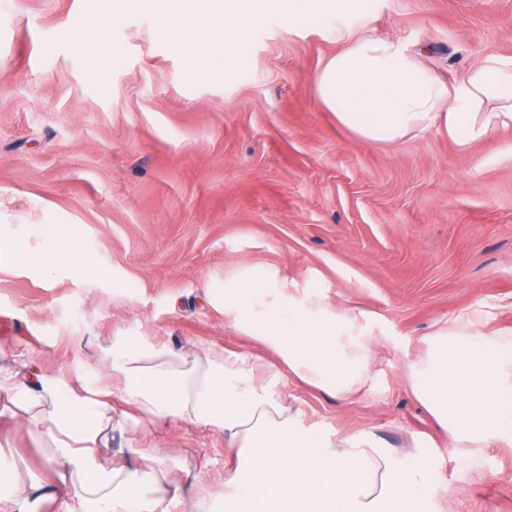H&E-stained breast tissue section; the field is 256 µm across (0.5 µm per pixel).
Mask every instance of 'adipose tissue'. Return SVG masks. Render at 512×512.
Instances as JSON below:
<instances>
[{
	"label": "adipose tissue",
	"mask_w": 512,
	"mask_h": 512,
	"mask_svg": "<svg viewBox=\"0 0 512 512\" xmlns=\"http://www.w3.org/2000/svg\"><path fill=\"white\" fill-rule=\"evenodd\" d=\"M372 0H158L163 34L190 46L194 65L220 76L225 61L251 64L245 35L267 11L291 25L336 29V14H367ZM319 103L359 137L395 143L409 134L446 130L460 144L512 124V56H487L461 78L448 81L399 43L361 32L319 70ZM40 234L48 250L37 260L51 274L61 257L80 272L103 270L76 253L73 237L54 225ZM208 302L277 360L216 346L177 352L134 336L106 349L112 384L133 413L105 399L19 373L0 371V401L37 415L42 441L51 447L54 480L79 481L59 496L39 478L22 483L0 472V512H171L183 489L199 476L178 466L168 477L164 460L131 450L113 457L114 427L138 432L147 425L199 424L224 435L235 465L224 495L202 493L191 512H439L432 477L442 458L426 448L400 455L372 433L335 442L305 426L284 401L286 377L341 398L372 381L374 339L368 316L353 306H332L320 296L286 291L277 266L238 264L223 286H209ZM415 396L447 432L452 448L512 440V340L488 336L474 322L438 333L410 371Z\"/></svg>",
	"instance_id": "1"
}]
</instances>
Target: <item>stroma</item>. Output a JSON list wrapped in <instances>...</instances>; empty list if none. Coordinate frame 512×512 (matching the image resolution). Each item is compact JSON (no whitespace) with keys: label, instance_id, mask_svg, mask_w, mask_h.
I'll return each instance as SVG.
<instances>
[{"label":"stroma","instance_id":"stroma-1","mask_svg":"<svg viewBox=\"0 0 512 512\" xmlns=\"http://www.w3.org/2000/svg\"><path fill=\"white\" fill-rule=\"evenodd\" d=\"M107 15L105 0H0V234L63 225L107 272L65 262L42 276L33 235L27 258L0 262V369L31 359L47 380L104 390L102 350L118 335L267 356L204 294L238 263L273 264L291 292L368 312L382 338L374 382L347 397L288 379L304 423L443 450L442 512H512V443L448 454L410 383L425 338L456 317L512 337V125L465 145L436 130L371 143L315 96L336 36L268 15L250 67L215 78L160 36L153 9L99 32L92 19ZM336 28L423 50L450 80L512 55V0H374ZM102 37L123 53L103 76L89 64ZM132 446L224 490V438L207 428L113 433L115 456ZM50 454L29 419L0 418L1 468L40 474Z\"/></svg>","mask_w":512,"mask_h":512}]
</instances>
